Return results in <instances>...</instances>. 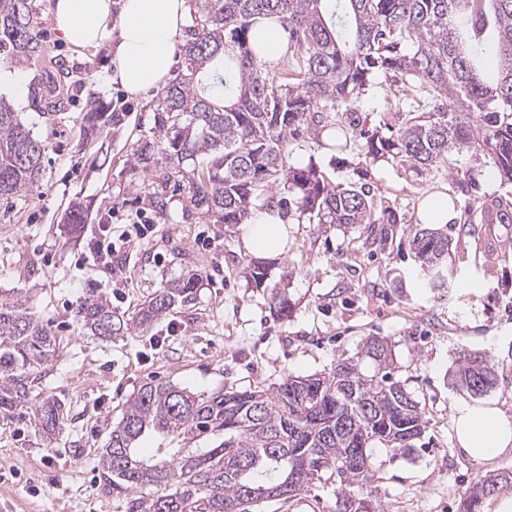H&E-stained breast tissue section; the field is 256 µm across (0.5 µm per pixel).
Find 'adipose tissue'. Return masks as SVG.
I'll use <instances>...</instances> for the list:
<instances>
[{
  "label": "adipose tissue",
  "mask_w": 512,
  "mask_h": 512,
  "mask_svg": "<svg viewBox=\"0 0 512 512\" xmlns=\"http://www.w3.org/2000/svg\"><path fill=\"white\" fill-rule=\"evenodd\" d=\"M189 0H53L60 38L86 59L106 53L113 77L130 96L163 87L170 79L175 49L185 37ZM251 255L283 252L288 226L277 210L251 209L239 226ZM461 450L478 462L512 453V415L489 404H457L452 417Z\"/></svg>",
  "instance_id": "obj_1"
}]
</instances>
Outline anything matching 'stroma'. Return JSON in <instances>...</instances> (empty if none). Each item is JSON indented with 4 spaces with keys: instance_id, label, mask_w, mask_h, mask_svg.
<instances>
[{
    "instance_id": "stroma-1",
    "label": "stroma",
    "mask_w": 512,
    "mask_h": 512,
    "mask_svg": "<svg viewBox=\"0 0 512 512\" xmlns=\"http://www.w3.org/2000/svg\"><path fill=\"white\" fill-rule=\"evenodd\" d=\"M35 6L47 57L63 59L81 87L54 120L22 106L23 121L47 146L43 176L21 200L0 201V292L21 295L60 346L58 358L38 370L29 403L0 410V512H126L125 499L100 478V455L145 382L204 395L265 389L356 356L369 336L391 342L393 376L426 422L410 454L376 451L369 489L377 512H456L462 491L512 470V453L479 463L461 451L451 419L464 395L450 375L461 353H485L498 374L486 400L512 414V221L489 210L494 200L512 201V184L501 182L481 152L454 151L448 164L426 166L380 147L409 113L433 111L437 93L378 75L348 110L330 113L335 144L314 125L288 139L289 166L314 168L333 186L369 190L376 221L322 224L309 212H289L287 249L258 288L245 276L252 257L236 225L188 211L184 183L168 184L166 214L149 210L151 175L136 153L153 136L158 90L126 97L109 78L105 53L76 56L53 25L51 0ZM94 101L111 104L121 120L87 138L83 117ZM439 187L461 211L447 227L459 272L447 292L428 287L411 247L418 204ZM76 202L88 213L78 236L64 222ZM106 233L131 237L108 266L95 258ZM186 266L201 276L194 299L140 324L147 297ZM275 284L286 288L288 318L271 307ZM93 291L111 301L128 333L90 336L74 320L73 306ZM47 397L65 406L49 442L36 419ZM335 502L336 482L326 479L291 499L261 500L255 512H334Z\"/></svg>"
}]
</instances>
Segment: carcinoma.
Listing matches in <instances>:
<instances>
[{
    "instance_id": "1",
    "label": "carcinoma",
    "mask_w": 512,
    "mask_h": 512,
    "mask_svg": "<svg viewBox=\"0 0 512 512\" xmlns=\"http://www.w3.org/2000/svg\"><path fill=\"white\" fill-rule=\"evenodd\" d=\"M197 0L178 45L185 68L162 90L154 108L157 136L144 141L138 160L152 175L147 198L164 214L163 186L175 174L188 183L192 209L221 224H241L255 187L284 178L288 196L266 207H296L336 224H374L375 201L363 189L331 187L314 170L288 167V133L325 122L324 113L364 92L382 74L416 78L447 104L407 119L397 139L383 144L401 156L434 166L454 150L486 153L512 182V0ZM33 0H0V56L21 66L43 60ZM278 16L288 31L280 77L262 70L251 41L255 20ZM31 87L30 106L56 117L70 100L69 70ZM119 113H85V136L97 134ZM46 145L20 113L0 97V200L34 188ZM416 255L428 287L450 289L448 234L417 231ZM198 274L181 276L145 300L141 322H151L191 299ZM75 319L92 335L121 336L128 324L99 294L81 300ZM59 354L51 331L20 297L0 294V408L31 396L35 372ZM391 345L369 336L354 360L327 371L288 376L268 389L195 394L170 383L148 382L126 402L102 449L105 486L127 501V512H251L274 489L293 479L295 494L327 474L339 480L336 512H371L360 497L374 480L373 452L408 454L425 430L419 403L392 376ZM459 386L496 383L485 354L458 360ZM47 440L64 418V405L46 398L37 408ZM159 435L179 448H139ZM213 436L209 448L190 443ZM512 494V471L489 474L459 495L457 512H483L485 500ZM365 508L350 509L353 503Z\"/></svg>"
}]
</instances>
